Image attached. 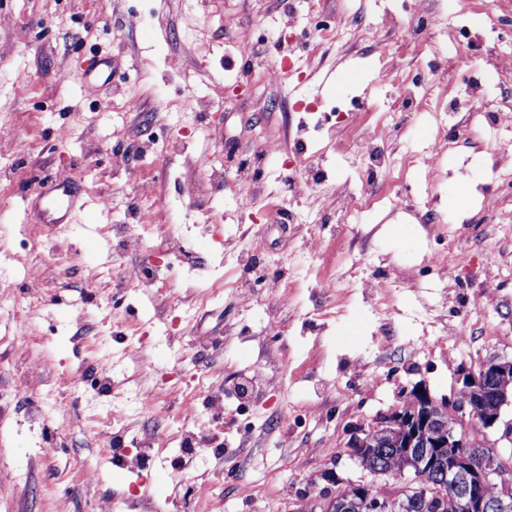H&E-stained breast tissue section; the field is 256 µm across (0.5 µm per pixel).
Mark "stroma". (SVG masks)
I'll list each match as a JSON object with an SVG mask.
<instances>
[{
	"instance_id": "1",
	"label": "stroma",
	"mask_w": 512,
	"mask_h": 512,
	"mask_svg": "<svg viewBox=\"0 0 512 512\" xmlns=\"http://www.w3.org/2000/svg\"><path fill=\"white\" fill-rule=\"evenodd\" d=\"M427 8L408 42L415 0H0V512H185L177 475L198 512H310L363 476L355 426L512 358V0ZM55 179L84 211L36 223Z\"/></svg>"
}]
</instances>
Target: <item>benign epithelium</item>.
<instances>
[{
	"instance_id": "1",
	"label": "benign epithelium",
	"mask_w": 512,
	"mask_h": 512,
	"mask_svg": "<svg viewBox=\"0 0 512 512\" xmlns=\"http://www.w3.org/2000/svg\"><path fill=\"white\" fill-rule=\"evenodd\" d=\"M512 405V359L492 358L478 372L462 375V399L449 411L423 388L412 392L402 405L376 422L357 429L345 444L348 454L362 461L369 453L371 436L378 434L395 442L407 461L399 473L373 471L394 481L390 491H378L370 482L352 484L360 512H407L424 490L422 475L437 472L438 487L451 489L463 512H512V470L493 452L478 454L483 445L462 428L457 414H467L483 430L494 428L501 410ZM497 488L490 501L484 488Z\"/></svg>"
}]
</instances>
